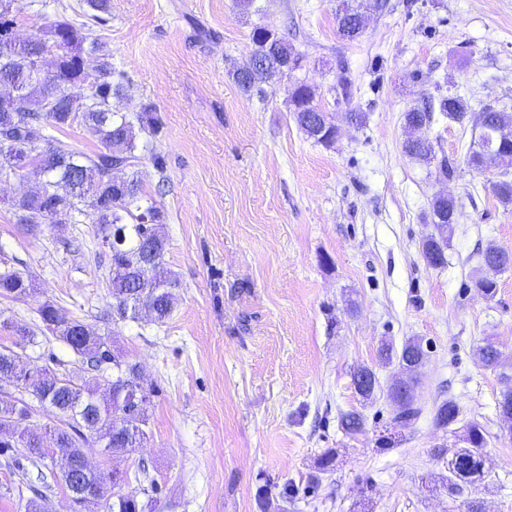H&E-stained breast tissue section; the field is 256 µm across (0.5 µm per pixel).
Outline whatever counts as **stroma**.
Returning a JSON list of instances; mask_svg holds the SVG:
<instances>
[{
	"label": "stroma",
	"instance_id": "35a3bbf8",
	"mask_svg": "<svg viewBox=\"0 0 512 512\" xmlns=\"http://www.w3.org/2000/svg\"><path fill=\"white\" fill-rule=\"evenodd\" d=\"M91 20L86 0H34L20 14L22 36L67 19L89 24L125 75L120 108L160 119L140 133L134 168L144 194L164 215V267L178 279L177 304L162 324L112 311L110 263L93 233L95 216L30 232L9 206L34 191V175L0 180V269L32 274L34 298L0 297V346L82 381V361L46 331L37 313L51 301L105 334L120 359L137 364L155 387L143 447L106 458L101 469L134 473L124 494L151 512H512V439L499 436L501 374L512 375V269L485 299L469 283L488 244L512 249V204L492 190L496 167L439 178L435 165L405 156L403 114L423 97L458 94L472 110L491 104L512 113V0H109ZM362 8L354 41L337 33L342 5ZM264 26L304 55L265 100L247 99L230 71L245 65L254 28ZM352 81L338 99V63ZM336 114L365 112L364 126L341 124L332 146L314 142L289 110L298 81ZM425 136L437 156L472 145L473 130L435 116ZM164 161L154 164L153 153ZM452 195L462 208L444 267L428 266L422 242L435 227L429 203ZM502 353L485 368L473 357L483 338ZM418 339L425 359L416 395L423 411L397 446L378 439L395 407L384 388L398 375L382 364V342ZM382 386L363 400L357 367ZM455 401L452 430L433 423L436 405ZM365 419L346 437L343 413ZM492 435L486 477L449 496L448 461L466 423ZM332 453L330 470L319 468ZM60 459L0 455V512H25L41 476ZM296 493L280 497L284 484ZM42 487V486H41Z\"/></svg>",
	"mask_w": 512,
	"mask_h": 512
}]
</instances>
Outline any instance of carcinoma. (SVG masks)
Here are the masks:
<instances>
[{"instance_id": "obj_1", "label": "carcinoma", "mask_w": 512, "mask_h": 512, "mask_svg": "<svg viewBox=\"0 0 512 512\" xmlns=\"http://www.w3.org/2000/svg\"><path fill=\"white\" fill-rule=\"evenodd\" d=\"M359 11L346 9L337 18L339 34L354 40L362 33ZM50 39L41 37L22 38L16 42L0 38V82L10 81L19 89L15 96L0 95V171L8 169L16 160L26 159L53 183H65L68 190L63 196L37 197L22 195L12 200L13 209L19 213V221L36 230L43 225L54 227L66 222L73 223L76 215L87 207L93 210L94 235L112 236L122 233L121 243L113 250H106L110 259L109 285L112 307L123 317L135 320L141 310L152 314V320L164 323L172 314L176 301L175 289L179 281L163 269L167 238L161 231L163 215L153 205H144L140 182L133 177L123 183L112 179L115 165L135 166L140 160L136 154V130L155 129L157 121L150 112L144 111L136 118L125 112L112 110V96L122 89V75L112 65L101 38L92 32H81L68 22L51 26ZM49 45L65 48V55L54 75L44 76L34 67L35 58ZM252 54L258 58L259 67L250 72L240 68L232 71V78L242 92L258 98L266 97V87L285 72L297 70L300 57L294 46L278 34H269L257 27L252 33ZM99 78V96L88 101L71 88L80 86L86 74ZM291 112L296 124L315 142L329 146L336 142L335 117L314 104V92L304 81L296 83L290 99ZM439 112L449 120L466 126L472 120L468 101L460 95H442L438 101L426 102L404 113L408 127L431 124L433 114ZM481 131L477 145L469 148L463 161L442 157L438 161L439 176L449 180L463 165L480 172L485 146V133L498 127H512V115L492 105L485 106L477 118ZM75 125L91 128L99 137L102 149L84 152L70 143L47 136L48 127L61 132ZM505 172L493 184L496 197L503 204L512 203V178L507 169L512 168V139L496 145ZM406 156L423 164L435 160L430 140H406L403 145ZM432 224L437 234L428 236L421 246V257L429 266L445 263L448 233L458 217L456 200L442 195L430 202ZM483 275L473 281V288L486 297H494L497 291V274L512 268V250L490 244L481 252ZM32 275L25 269L12 268L0 274V296L24 302L34 293ZM42 323L90 369L101 365L102 353L112 357L114 353L104 335L88 323L65 312L51 302L38 308ZM381 360L390 364L398 361L400 379L387 388V395L395 406L390 432L381 436V443H396L397 430L417 419L422 412L415 396L418 384L417 369L424 360V351L416 339L407 340L401 351L393 345L382 344ZM500 351L489 339L477 345L474 357L483 367L497 365ZM35 372L39 380V399L53 409L57 424L36 426L27 433L26 450L29 456L43 457V449L60 448L73 460V467H80L83 448L88 440L95 441L107 457L128 454L142 444L128 439L126 417L113 409L112 400L98 397L101 383L98 376L90 375L77 384L60 376L46 365H35L18 352L0 347V378L22 379ZM137 380V366L126 363L122 371L112 379V393L130 395ZM355 390L365 400L374 397L379 381L373 369L359 367L352 374ZM503 389L497 400L500 421L512 423V375L502 377ZM21 400L0 397V453L12 448L17 435V421ZM459 406L452 400L444 401L434 409L433 422L446 429L456 423ZM340 426L349 435L362 431L363 418L357 412L340 417ZM466 447L457 448L448 460L451 476L448 493L459 492V487L474 486L484 477V458L487 456L489 432L479 422L470 423L465 430ZM98 476L85 480V491L80 504L101 505L103 512H142L137 500L129 495L115 493L107 503L97 496Z\"/></svg>"}]
</instances>
